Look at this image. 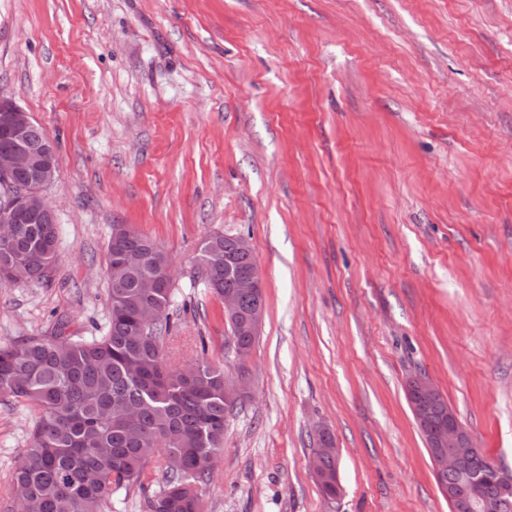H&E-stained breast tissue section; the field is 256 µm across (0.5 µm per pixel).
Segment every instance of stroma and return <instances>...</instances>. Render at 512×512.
Masks as SVG:
<instances>
[{"mask_svg": "<svg viewBox=\"0 0 512 512\" xmlns=\"http://www.w3.org/2000/svg\"><path fill=\"white\" fill-rule=\"evenodd\" d=\"M0 92L55 144L49 282L0 280V343L96 336L113 225L173 260L172 365L243 375L206 512H449L405 384L512 470V0H0ZM248 237L246 371L198 281ZM37 407L0 396V512ZM344 493L311 470L315 430ZM437 392L438 389L428 377L424 375L419 376L417 393L422 399L420 401H412L411 405H409L412 408L417 424L421 422L424 418V403L429 399H432ZM418 426L419 430H421L420 432H422L421 434L424 440L426 441L425 428L420 424H418ZM320 448H316L313 456H312V469L315 476V479L319 484H321V479L318 476V468H319V455L328 452L330 448H333L330 453H325L320 458V471L326 472L330 477V482H324L321 486L323 494L329 500H335L336 497V487L338 488L339 484V468L337 474V465H336V444L329 433V431H325L319 434V438L317 440ZM336 474H337V482H336Z\"/></svg>", "mask_w": 512, "mask_h": 512, "instance_id": "obj_1", "label": "stroma"}]
</instances>
